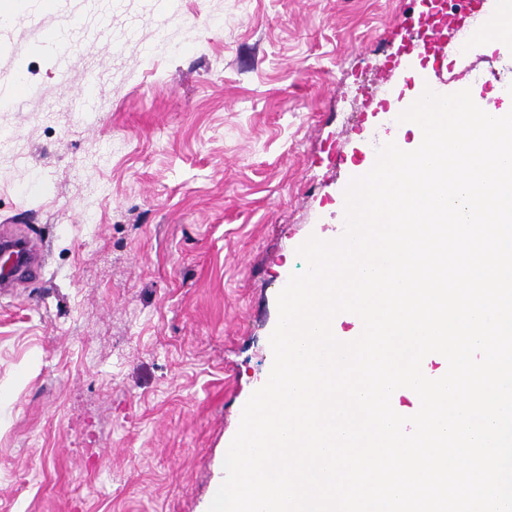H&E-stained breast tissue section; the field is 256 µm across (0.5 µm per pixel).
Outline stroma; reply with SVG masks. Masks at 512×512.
<instances>
[{
    "label": "stroma",
    "mask_w": 512,
    "mask_h": 512,
    "mask_svg": "<svg viewBox=\"0 0 512 512\" xmlns=\"http://www.w3.org/2000/svg\"><path fill=\"white\" fill-rule=\"evenodd\" d=\"M422 9L0 0V78L26 82L0 105V235L42 264L0 292V512H205L297 249L342 237L415 92L397 48ZM448 44L512 105V45Z\"/></svg>",
    "instance_id": "obj_1"
}]
</instances>
